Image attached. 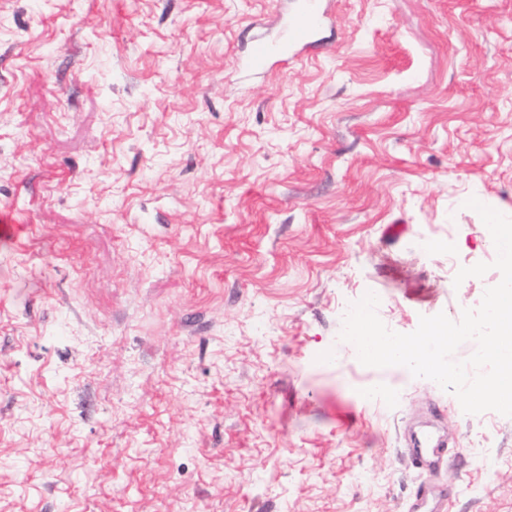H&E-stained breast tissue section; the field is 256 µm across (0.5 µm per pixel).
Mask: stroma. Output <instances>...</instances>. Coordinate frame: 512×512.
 Instances as JSON below:
<instances>
[{
  "mask_svg": "<svg viewBox=\"0 0 512 512\" xmlns=\"http://www.w3.org/2000/svg\"><path fill=\"white\" fill-rule=\"evenodd\" d=\"M292 3L0 0V512H512V417L338 341L498 281L512 0H319L247 70ZM322 17L316 0L303 1L288 25L287 41L280 47L258 41L250 49L251 65L262 66L272 55L288 56L289 51L297 46L310 45L311 38L321 25ZM440 444H425L417 445L414 448H409L410 456L414 462L422 469H430L434 467L440 460L442 455V448Z\"/></svg>",
  "mask_w": 512,
  "mask_h": 512,
  "instance_id": "obj_1",
  "label": "stroma"
}]
</instances>
